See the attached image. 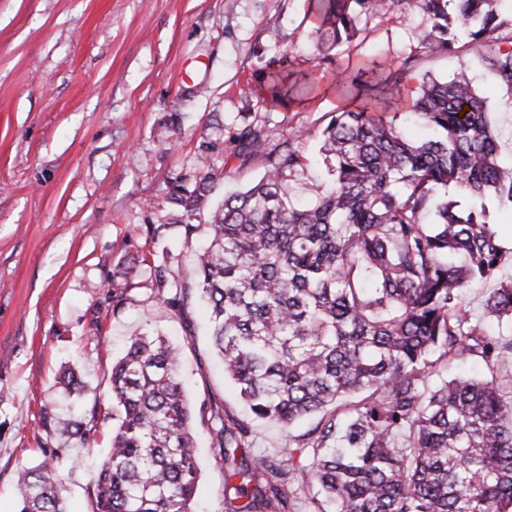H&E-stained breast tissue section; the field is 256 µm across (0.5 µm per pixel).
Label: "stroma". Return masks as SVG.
I'll use <instances>...</instances> for the list:
<instances>
[{
    "instance_id": "35a3bbf8",
    "label": "stroma",
    "mask_w": 512,
    "mask_h": 512,
    "mask_svg": "<svg viewBox=\"0 0 512 512\" xmlns=\"http://www.w3.org/2000/svg\"><path fill=\"white\" fill-rule=\"evenodd\" d=\"M359 27L326 66L354 79L353 95L367 96V56L387 67L410 60L418 78L467 66L499 130L500 164L512 168V90L491 82L477 45L429 54L417 12ZM318 56L308 0H0V512H19L15 470L49 448L72 473L66 512H89L90 458L107 454L110 424L86 445L53 420L83 416L104 395L130 336L157 332L180 347L192 402L241 411L203 305L193 298L162 315L151 268L195 283L212 204L257 181L268 149L294 139L316 151L341 99L277 102L268 87ZM246 125L264 131L267 149L237 157L231 138ZM205 163L218 177L188 237L169 192L193 187ZM67 367L81 373V392H62ZM196 448L195 512H223L207 429L197 428Z\"/></svg>"
}]
</instances>
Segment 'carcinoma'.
<instances>
[{
  "mask_svg": "<svg viewBox=\"0 0 512 512\" xmlns=\"http://www.w3.org/2000/svg\"><path fill=\"white\" fill-rule=\"evenodd\" d=\"M504 0H311L319 40L339 49L362 15L423 13L421 41L444 55L477 44L492 81L512 89V38L495 33ZM362 70L376 89H398L412 68ZM314 66L305 95L322 89ZM371 100L330 116L315 165L329 187L311 207L294 205L288 182L308 165L293 142L269 152L270 168L211 214L209 244L193 255L197 288L174 281L160 296L180 314L192 291L210 307V339L249 416L211 402L192 410L181 351L157 335L131 338L112 364L109 454L97 463L90 512H193L201 466L195 424L212 433L224 466V512H295L292 484L306 476L304 512H512V333L472 322L464 287L496 278L506 250L486 200L512 212V170L487 100L466 69L424 76L409 111L434 130L415 140L401 114ZM240 151L265 147L246 125ZM216 173L189 191L172 186L189 220ZM485 313L512 326V278L485 295ZM476 359L483 377L448 378V364ZM273 423L288 447L256 457L252 421ZM56 428L91 443L96 429L59 417ZM70 474L52 450L19 467L20 512H65Z\"/></svg>",
  "mask_w": 512,
  "mask_h": 512,
  "instance_id": "1",
  "label": "carcinoma"
}]
</instances>
